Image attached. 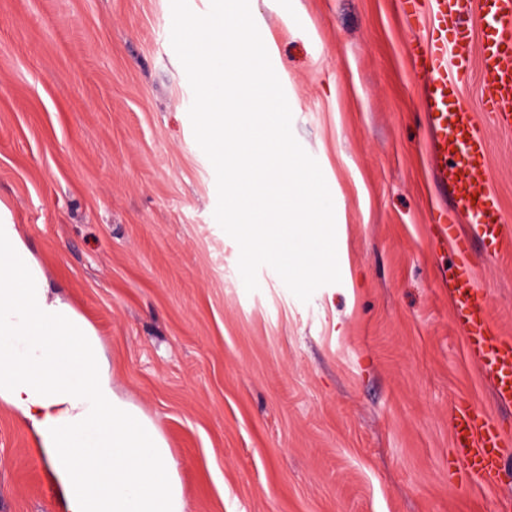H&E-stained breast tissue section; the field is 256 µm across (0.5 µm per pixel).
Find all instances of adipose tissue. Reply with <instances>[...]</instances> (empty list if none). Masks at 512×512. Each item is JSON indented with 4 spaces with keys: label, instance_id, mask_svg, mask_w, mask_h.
<instances>
[{
    "label": "adipose tissue",
    "instance_id": "obj_1",
    "mask_svg": "<svg viewBox=\"0 0 512 512\" xmlns=\"http://www.w3.org/2000/svg\"><path fill=\"white\" fill-rule=\"evenodd\" d=\"M0 404L39 438L66 512H185L167 443L116 392L95 328L1 222Z\"/></svg>",
    "mask_w": 512,
    "mask_h": 512
}]
</instances>
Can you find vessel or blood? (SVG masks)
Listing matches in <instances>:
<instances>
[{"label": "vessel or blood", "mask_w": 512, "mask_h": 512, "mask_svg": "<svg viewBox=\"0 0 512 512\" xmlns=\"http://www.w3.org/2000/svg\"><path fill=\"white\" fill-rule=\"evenodd\" d=\"M405 18L424 23L426 35L410 46L414 67L424 74L425 118L431 135L428 153L436 181L451 206L437 210L430 235L454 254L444 271L457 325L470 356L493 381L495 398L512 404V338L492 323L487 299L471 262L474 241L500 250L512 239V225L491 188L489 141L467 111L463 87L472 70L481 73L480 103L499 128L512 129V0H398ZM480 14L486 29L473 35L466 17ZM467 219L470 234L456 219ZM457 465L470 487H484L500 476L508 442L489 415L458 406L452 423Z\"/></svg>", "instance_id": "vessel-or-blood-1"}]
</instances>
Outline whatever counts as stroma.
<instances>
[{
    "instance_id": "1",
    "label": "stroma",
    "mask_w": 512,
    "mask_h": 512,
    "mask_svg": "<svg viewBox=\"0 0 512 512\" xmlns=\"http://www.w3.org/2000/svg\"><path fill=\"white\" fill-rule=\"evenodd\" d=\"M292 132L334 203L341 281L301 302L270 267L247 292L214 217L170 0H0V205L96 328L120 394L177 464L187 512H501L512 482L454 466L461 403L512 438L454 323L430 238L424 35L396 0H249ZM512 220V130L463 93ZM473 259L512 336V247ZM0 512H64L34 434L0 405Z\"/></svg>"
}]
</instances>
